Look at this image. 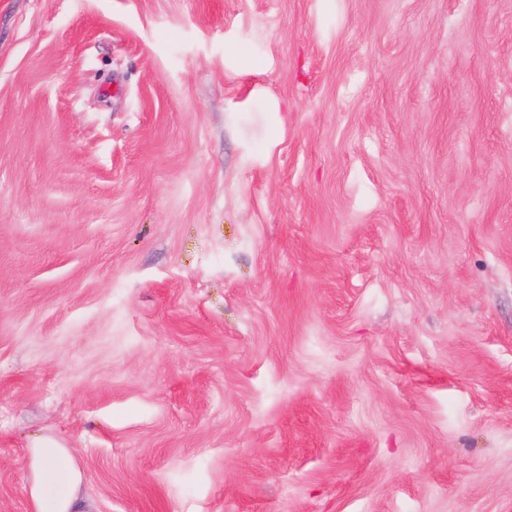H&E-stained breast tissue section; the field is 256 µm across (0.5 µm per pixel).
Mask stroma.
Listing matches in <instances>:
<instances>
[{"label":"stroma","mask_w":512,"mask_h":512,"mask_svg":"<svg viewBox=\"0 0 512 512\" xmlns=\"http://www.w3.org/2000/svg\"><path fill=\"white\" fill-rule=\"evenodd\" d=\"M512 512V0H0V512ZM29 449L28 491L33 512H91L84 509L82 474L73 448L50 435L35 437Z\"/></svg>","instance_id":"35a3bbf8"}]
</instances>
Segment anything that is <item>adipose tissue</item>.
I'll return each mask as SVG.
<instances>
[{
    "label": "adipose tissue",
    "instance_id": "obj_1",
    "mask_svg": "<svg viewBox=\"0 0 512 512\" xmlns=\"http://www.w3.org/2000/svg\"><path fill=\"white\" fill-rule=\"evenodd\" d=\"M29 457L33 512H85L82 474L71 448L53 436L42 435L32 440Z\"/></svg>",
    "mask_w": 512,
    "mask_h": 512
}]
</instances>
